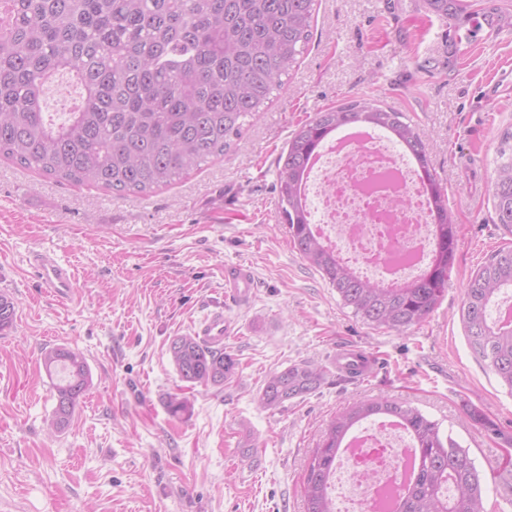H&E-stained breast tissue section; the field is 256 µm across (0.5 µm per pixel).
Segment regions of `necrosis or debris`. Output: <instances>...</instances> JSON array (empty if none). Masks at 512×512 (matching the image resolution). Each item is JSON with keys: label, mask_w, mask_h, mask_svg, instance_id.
Wrapping results in <instances>:
<instances>
[{"label": "necrosis or debris", "mask_w": 512, "mask_h": 512, "mask_svg": "<svg viewBox=\"0 0 512 512\" xmlns=\"http://www.w3.org/2000/svg\"><path fill=\"white\" fill-rule=\"evenodd\" d=\"M315 233L362 275L397 284L430 261L432 228L423 184L393 138L328 143L302 178ZM406 196L409 206L390 208ZM413 444L387 418L359 426L341 449L329 491L336 512H391L385 501L409 479Z\"/></svg>", "instance_id": "necrosis-or-debris-1"}]
</instances>
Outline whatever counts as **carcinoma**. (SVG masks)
Here are the masks:
<instances>
[{
	"label": "carcinoma",
	"instance_id": "carcinoma-1",
	"mask_svg": "<svg viewBox=\"0 0 512 512\" xmlns=\"http://www.w3.org/2000/svg\"><path fill=\"white\" fill-rule=\"evenodd\" d=\"M462 0H425L447 19ZM316 0H0V157L60 182L148 195L211 158L226 154L263 112L313 35ZM466 38L496 22L490 11L466 15ZM80 88L61 117L45 115L41 98L59 76ZM384 130L426 176L435 248L443 267L399 285L362 278L313 230L301 182L312 158L341 128ZM493 184L498 223L512 231V132L499 151ZM279 214L293 247L365 323L406 334L436 307L448 285L457 224L448 195L430 172L424 132L404 113L368 99H350L302 124L277 160ZM512 289V249L500 250L467 281L461 320L487 367L512 392V320L489 316ZM15 306L0 294V331ZM181 380L222 386L237 361L190 334L168 347ZM54 384L52 426L65 430L90 386L83 354L65 346L42 354ZM321 370L308 364L271 373L266 407L314 392ZM398 421L414 441L413 478L395 512H486L483 476L468 449L420 410L390 398L364 399L330 423L308 463L306 512H334L327 482L351 431L377 418Z\"/></svg>",
	"mask_w": 512,
	"mask_h": 512
}]
</instances>
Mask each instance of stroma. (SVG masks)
<instances>
[{
	"instance_id": "35a3bbf8",
	"label": "stroma",
	"mask_w": 512,
	"mask_h": 512,
	"mask_svg": "<svg viewBox=\"0 0 512 512\" xmlns=\"http://www.w3.org/2000/svg\"><path fill=\"white\" fill-rule=\"evenodd\" d=\"M474 40L424 0H319L313 37L283 90L224 156L147 196L61 184L0 159V512H304L306 467L328 422L365 397L395 398L440 423L485 477L488 512H512V392L472 349L461 321L469 276L512 231L492 184L512 131V0ZM351 98L404 112L427 136L430 168L458 226L448 288L406 335L364 323L293 247L279 219L276 161L316 112ZM36 251L71 268L76 297L38 288ZM249 268L247 300L224 292ZM223 311L238 374L221 387L181 381L168 346ZM83 353L91 384L64 431L40 357ZM374 372L336 373L337 352ZM313 362L315 392L269 409L266 374ZM189 411L171 416V396ZM254 288L251 271L246 267H236L224 271V290L244 299L250 296Z\"/></svg>"
}]
</instances>
